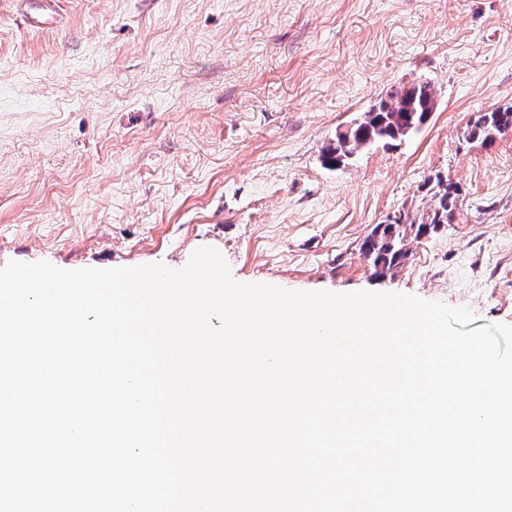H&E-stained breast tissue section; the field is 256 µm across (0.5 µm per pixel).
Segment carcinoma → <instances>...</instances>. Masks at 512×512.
Returning <instances> with one entry per match:
<instances>
[{
    "mask_svg": "<svg viewBox=\"0 0 512 512\" xmlns=\"http://www.w3.org/2000/svg\"><path fill=\"white\" fill-rule=\"evenodd\" d=\"M379 111L365 113L364 120L344 137L336 138V144L324 152L328 165L347 155H353L365 146L368 139L375 143H387L421 129L434 111V95L427 82L414 84L397 90L378 102ZM470 137L492 141L496 136L512 130V106L498 108L491 112H480L468 125ZM436 205L421 227L448 223L456 199V188L437 180ZM407 232L404 222L396 220L391 224H379L365 242V257L379 273L392 270L405 257L402 241Z\"/></svg>",
    "mask_w": 512,
    "mask_h": 512,
    "instance_id": "cac0c4a2",
    "label": "carcinoma"
}]
</instances>
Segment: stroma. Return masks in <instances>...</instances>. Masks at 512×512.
<instances>
[{
    "instance_id": "35a3bbf8",
    "label": "stroma",
    "mask_w": 512,
    "mask_h": 512,
    "mask_svg": "<svg viewBox=\"0 0 512 512\" xmlns=\"http://www.w3.org/2000/svg\"><path fill=\"white\" fill-rule=\"evenodd\" d=\"M429 83L419 130L322 156L381 97ZM512 0H0V267L187 265L240 283L407 293L512 325ZM376 272L377 225L432 212ZM470 137L493 141L497 135L512 130V106L491 112H479L468 125ZM436 186L438 190L435 192L437 200L432 213L428 215L425 221H422L417 233L420 234L423 228L429 225L437 226L439 224H447L448 213L452 211L456 199V188L450 183H444L441 179L437 180Z\"/></svg>"
}]
</instances>
